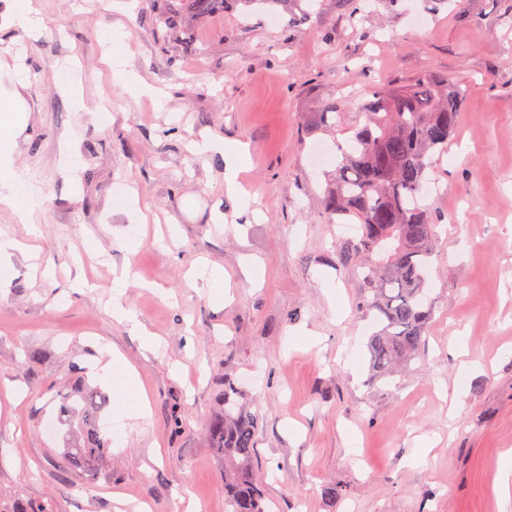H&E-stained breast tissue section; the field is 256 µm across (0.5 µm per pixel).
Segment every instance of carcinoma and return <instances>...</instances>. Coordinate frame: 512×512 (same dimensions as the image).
Returning <instances> with one entry per match:
<instances>
[{
  "label": "carcinoma",
  "instance_id": "carcinoma-1",
  "mask_svg": "<svg viewBox=\"0 0 512 512\" xmlns=\"http://www.w3.org/2000/svg\"><path fill=\"white\" fill-rule=\"evenodd\" d=\"M165 2L158 22L171 26L184 16L221 14L227 0ZM372 96L365 124L352 130L323 203L330 223L350 219L362 230L339 257L359 269L358 308L380 325L366 342L369 375L386 382L416 357L432 317L426 283L436 224L423 193L432 183L429 171L454 140L463 94L453 83L423 77L399 89L377 88ZM239 398L238 390L225 391L224 411L209 422L211 448L224 459L225 512H271L253 477L257 418ZM104 407L96 389L62 395L58 418L76 436L67 467L93 472L102 465L111 445L100 434Z\"/></svg>",
  "mask_w": 512,
  "mask_h": 512
}]
</instances>
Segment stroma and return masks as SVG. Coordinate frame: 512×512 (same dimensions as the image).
Returning a JSON list of instances; mask_svg holds the SVG:
<instances>
[{
  "label": "stroma",
  "instance_id": "35a3bbf8",
  "mask_svg": "<svg viewBox=\"0 0 512 512\" xmlns=\"http://www.w3.org/2000/svg\"><path fill=\"white\" fill-rule=\"evenodd\" d=\"M112 2L37 0L40 26L22 29L0 0V101L20 95L27 116L5 148L40 192L36 228L0 209L23 245L0 268V512H225L207 425L228 385L258 420L276 512H512V0L231 2L173 29L163 0ZM422 77L467 92L424 198L435 310L418 356L373 384V323L339 261L355 237L328 222L323 189L371 87ZM332 106L335 137L315 122ZM206 138L223 151L193 149ZM233 172L244 194L226 190ZM116 351L150 413L117 429L101 386L112 456L65 468L61 396Z\"/></svg>",
  "mask_w": 512,
  "mask_h": 512
}]
</instances>
